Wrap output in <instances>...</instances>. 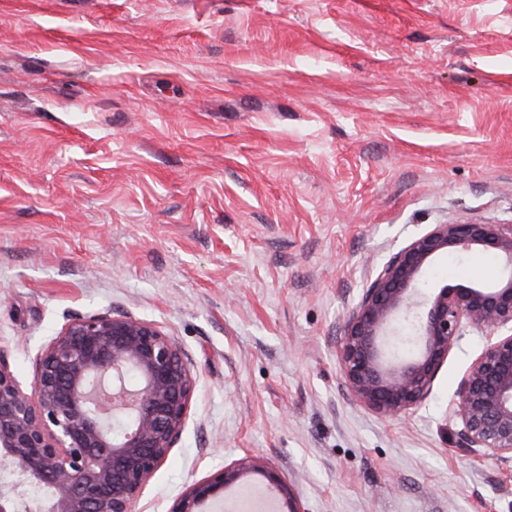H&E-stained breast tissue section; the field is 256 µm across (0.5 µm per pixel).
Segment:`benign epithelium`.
<instances>
[{
	"label": "benign epithelium",
	"mask_w": 512,
	"mask_h": 512,
	"mask_svg": "<svg viewBox=\"0 0 512 512\" xmlns=\"http://www.w3.org/2000/svg\"><path fill=\"white\" fill-rule=\"evenodd\" d=\"M475 248L498 254L497 281L445 284L417 298L435 258ZM401 318L416 350L396 358L387 343ZM468 328L489 340L457 392L460 445L512 461V224H434L411 240L349 313L336 357L357 402L400 416L427 398ZM195 385L174 338L129 315L70 322L38 354L29 391L0 359V512H31L34 486L47 491L43 512H134L185 428ZM255 471L291 498L276 470L246 457L193 484L170 512H203Z\"/></svg>",
	"instance_id": "benign-epithelium-1"
}]
</instances>
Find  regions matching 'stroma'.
<instances>
[{"label": "stroma", "instance_id": "stroma-1", "mask_svg": "<svg viewBox=\"0 0 512 512\" xmlns=\"http://www.w3.org/2000/svg\"><path fill=\"white\" fill-rule=\"evenodd\" d=\"M512 222V0H0V358L30 386L76 317L173 336L188 422L135 512L243 457L299 512H512L461 448L467 330L398 418L336 358L431 225ZM451 251L418 291L497 280Z\"/></svg>", "mask_w": 512, "mask_h": 512}]
</instances>
